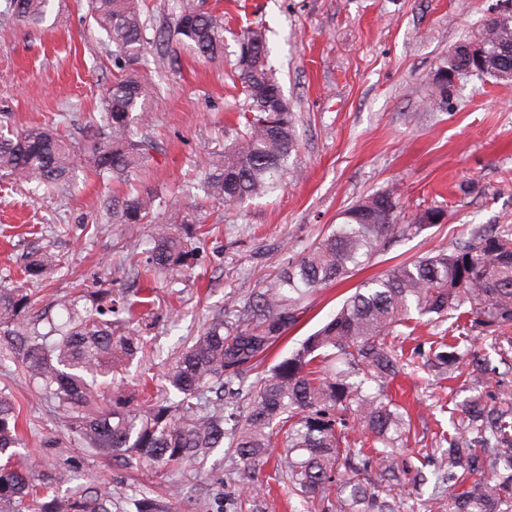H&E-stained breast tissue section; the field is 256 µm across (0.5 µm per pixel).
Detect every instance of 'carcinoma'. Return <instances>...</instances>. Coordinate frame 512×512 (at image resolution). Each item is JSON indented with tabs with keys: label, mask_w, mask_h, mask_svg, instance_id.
I'll return each mask as SVG.
<instances>
[{
	"label": "carcinoma",
	"mask_w": 512,
	"mask_h": 512,
	"mask_svg": "<svg viewBox=\"0 0 512 512\" xmlns=\"http://www.w3.org/2000/svg\"><path fill=\"white\" fill-rule=\"evenodd\" d=\"M51 0H10L11 18L40 26ZM174 33L199 57L224 56L223 22L189 0L178 2ZM90 14L121 59L132 63L144 42L145 19L135 0H90ZM490 43L512 56V13L491 17ZM268 46L261 29L239 40L234 76L250 101L239 114L243 130L209 162L199 188L219 204L241 205L268 196L280 187L296 145L295 117L267 67ZM149 81L130 66H119L103 95L102 123L95 126L88 162L101 178L128 182L141 170L151 148L138 138L148 121ZM68 145L49 128L27 126L0 135V171L23 183L65 186ZM159 196L136 188L123 196L105 195L101 208L130 234L157 211ZM401 205L393 188L378 190L342 213V222L288 265L274 285L243 307L246 327L224 333L215 321L197 336L167 369L166 380L178 399L146 398L116 390L100 414L77 411L89 389L88 377L102 372L113 345L134 357L131 338L114 339L116 312L112 290L99 288L91 308L81 297L59 301L50 295L41 305L58 317L32 313L34 300L25 284L52 278L61 259L45 246H31L20 256L19 280L0 285V341L15 349L29 385L58 402L66 436L52 446L57 462L75 441L106 456L124 470L149 462L162 469L205 463L224 445L242 464L240 476L250 484L255 473L273 465L272 477L304 497L322 501L336 495L340 512H354L372 501L377 512H398L378 498L370 472L401 482L395 448L409 423L404 407L388 394L409 358L398 337L410 327L411 313L439 329L429 342L430 360L448 370L472 364L477 382L507 384L512 369L481 359L470 347L472 333L491 337L493 347L512 350V232L474 233L452 250H441L399 263L361 283L336 314L269 373L250 379L297 321L308 295L344 280L370 262L380 247L398 235L440 224L445 210L429 207L413 224H400ZM207 233L185 215H171L153 225L143 242V264L136 276H156L188 266L192 240ZM448 327H443L444 323ZM466 431L450 437L440 466L448 479V512H512V403L490 406L480 396L465 401ZM371 435L366 453L349 443V417ZM25 447L21 412L0 396V512H112L118 492L78 488L60 496L49 482H35L22 461ZM279 449L273 454V449ZM175 498L186 512H212L207 496ZM136 512H170L168 501L147 495L134 500Z\"/></svg>",
	"instance_id": "obj_1"
}]
</instances>
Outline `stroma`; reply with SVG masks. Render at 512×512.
Returning a JSON list of instances; mask_svg holds the SVG:
<instances>
[{"mask_svg": "<svg viewBox=\"0 0 512 512\" xmlns=\"http://www.w3.org/2000/svg\"><path fill=\"white\" fill-rule=\"evenodd\" d=\"M51 4L66 26L16 22L9 0H0V128L40 124L56 131L71 150L75 182L66 190H36L0 173V282L41 231L66 267L56 280L32 284L34 294L65 300L79 282L128 291L133 309L116 333L139 337L144 354L102 371L98 386L136 390L147 378L151 395H159L169 364L214 317L223 316L225 329L236 328L244 305L330 233L344 210L377 190L397 189L400 223L436 206L446 219L394 239L350 278L311 294L269 363L327 321L359 284L391 266L453 248L490 225L512 229V82L462 75L447 99L431 94L438 66L455 46L477 39L500 0H204L205 9L224 18V58L213 63L197 61L171 37L173 0H140L148 27L137 69L155 86L145 129L154 147L133 185L163 193L171 208L207 232L190 273L134 278L128 266L139 245L124 225L99 212V198L113 186L92 172L86 156L89 127L100 118L103 89L116 71L112 50L89 17L87 0ZM257 27L266 31L268 65L295 114L297 147L275 193L219 216L192 184L230 143L233 122L249 108L232 72L240 34ZM162 36L169 42L161 47ZM402 388L411 429L399 455L410 481L391 495L401 512H448L441 438L459 419L457 403L472 396L471 384L413 366ZM0 395L21 409L32 473L51 471L59 492L78 486L159 492L190 481L224 512H336L334 503L289 494L264 470L254 476L258 497H247L227 447L200 470L144 466L128 473L77 445L47 469V442L63 436L64 426L53 404L29 390L3 343Z\"/></svg>", "mask_w": 512, "mask_h": 512, "instance_id": "stroma-1", "label": "stroma"}]
</instances>
